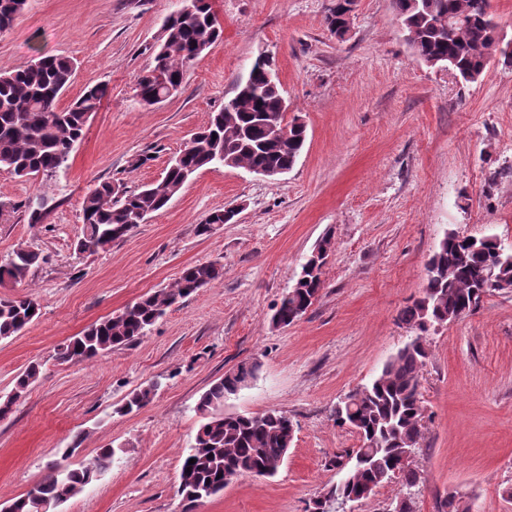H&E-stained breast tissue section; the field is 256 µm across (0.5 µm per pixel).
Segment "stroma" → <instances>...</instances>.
<instances>
[{"label": "stroma", "mask_w": 512, "mask_h": 512, "mask_svg": "<svg viewBox=\"0 0 512 512\" xmlns=\"http://www.w3.org/2000/svg\"><path fill=\"white\" fill-rule=\"evenodd\" d=\"M333 2L214 0L222 37L188 69L177 96L152 106L138 100L136 83L180 0H28L0 35V71L39 52L74 59L60 107L86 87L109 89L52 176L0 169V262L30 245L43 256L23 282L0 285V298L28 294L39 306L21 333L0 340V396L41 364L0 420V508L109 446V469L58 512H312L341 475L338 456L360 445L332 409L415 336L398 314L421 296L438 242L453 230L512 247V66L493 61L463 83L426 65L391 0H358L337 41L325 23ZM263 52L275 59L290 117L307 127L295 166L275 179L203 168L127 236L78 254L88 189L160 180ZM140 155L147 163L132 168ZM499 170L503 178L489 183ZM42 195L53 208L44 223H29L26 206ZM225 208L237 209L234 221L198 235V224ZM325 238L332 249L317 300L293 324L273 326ZM204 262L221 263L223 276L142 338L91 360L56 358L72 336ZM426 343L412 512H448L451 496L466 512H512V291L488 293L472 314L431 327ZM245 362L255 376L225 399V412H285L296 427L292 446L274 476H239L186 509L180 471L201 423L196 404ZM152 383L150 403L122 413L128 395ZM71 446L75 454L64 456Z\"/></svg>", "instance_id": "1"}]
</instances>
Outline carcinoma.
<instances>
[{"mask_svg": "<svg viewBox=\"0 0 512 512\" xmlns=\"http://www.w3.org/2000/svg\"><path fill=\"white\" fill-rule=\"evenodd\" d=\"M485 2L392 0V5L405 40L420 60L431 67L444 66L472 83L482 76L502 41L498 23L485 10ZM348 3L350 0H335L325 17L328 29L341 41L350 28L344 19ZM26 5L27 0H0V33L12 27ZM222 33L213 0H196L189 18L170 16L150 66L137 81L136 95L164 101L177 94L187 69ZM500 55L512 62V53L502 51ZM270 71L268 60L237 81L235 95L212 113L208 124L179 151L157 182L140 190H128L112 181L90 188L82 201L83 230L76 250L90 255L106 250L146 217L164 209L195 172L226 158L244 169L293 168L305 145L306 127L285 120L284 97L276 81L267 77ZM74 73V62L57 55H39L14 70L0 72V169L30 178L50 176L65 165L83 136L88 114L97 111L108 96V87L99 84L67 108H58ZM260 114L288 126V138L271 139L266 126L257 121ZM499 249L493 235L468 239L451 231L439 242L428 261L422 296L398 315L420 335L404 345L369 384L336 404V424L353 429L361 445L348 453L356 464L323 490L314 501L313 512H333L332 502L340 505L366 499L393 474L401 478L403 495H412L419 480L417 473L407 464L399 468L396 464L413 451L421 437L420 376L428 357L422 333L475 311L480 304L479 285L499 278L512 286V252L504 256ZM39 260L37 248L18 249L8 262L0 263V284L24 281ZM222 275L223 268L215 263L185 267L169 287L142 296L122 312L73 337L59 349L58 357L64 361L90 359L135 341L169 309ZM321 288L322 271L313 264L281 299L272 324L285 327L297 321ZM37 314L38 305L29 295L1 298L0 339L19 333ZM254 372L252 364L238 365L197 403L196 412L203 423L180 473V493L190 507L219 494L243 473L275 474L293 443L294 424L285 413H224V399L246 387ZM38 375L39 365L30 364L17 378L13 393L0 400V416L11 412ZM153 392L152 386L132 392L123 411L144 407ZM114 455L113 448H101L95 464L58 471L10 503L9 512H50L98 479ZM192 458L196 462L191 465Z\"/></svg>", "mask_w": 512, "mask_h": 512, "instance_id": "carcinoma-1", "label": "carcinoma"}]
</instances>
